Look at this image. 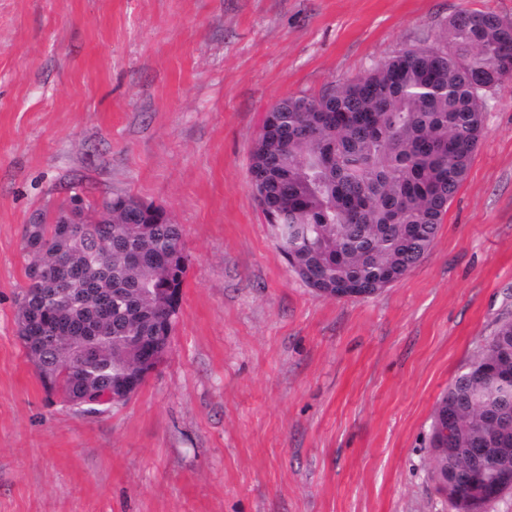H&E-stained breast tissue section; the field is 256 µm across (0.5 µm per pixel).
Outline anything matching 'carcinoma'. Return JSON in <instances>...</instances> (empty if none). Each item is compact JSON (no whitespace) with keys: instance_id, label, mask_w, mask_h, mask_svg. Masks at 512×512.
Returning a JSON list of instances; mask_svg holds the SVG:
<instances>
[{"instance_id":"obj_1","label":"carcinoma","mask_w":512,"mask_h":512,"mask_svg":"<svg viewBox=\"0 0 512 512\" xmlns=\"http://www.w3.org/2000/svg\"><path fill=\"white\" fill-rule=\"evenodd\" d=\"M512 77V23L461 11L435 46L403 50L320 98L276 103L250 152L252 186L280 253L317 293L360 284L375 295L430 251L482 139L487 99ZM80 197L56 218L26 225L28 279L21 336L50 395L89 413L77 392L124 382L144 344L172 331L169 289L184 285L181 226L131 196L107 198L112 224ZM455 414L453 444L435 457L456 512H488L512 476V316L448 386L434 419ZM472 448L497 454L474 469Z\"/></svg>"}]
</instances>
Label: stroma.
Segmentation results:
<instances>
[{"label":"stroma","mask_w":512,"mask_h":512,"mask_svg":"<svg viewBox=\"0 0 512 512\" xmlns=\"http://www.w3.org/2000/svg\"><path fill=\"white\" fill-rule=\"evenodd\" d=\"M512 0H0V512H454L435 407L512 316V79L487 101L431 250L367 298L317 294L258 207L264 111L317 96L448 17ZM127 195L183 231L167 354L82 414L18 333L23 230Z\"/></svg>","instance_id":"stroma-1"}]
</instances>
